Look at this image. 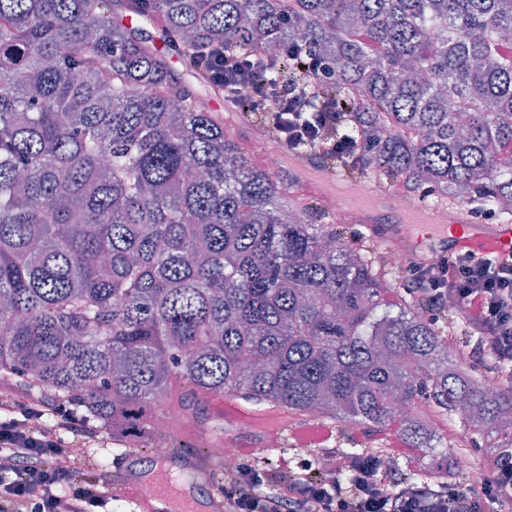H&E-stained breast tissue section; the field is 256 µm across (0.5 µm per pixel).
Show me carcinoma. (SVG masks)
<instances>
[{
    "instance_id": "1",
    "label": "carcinoma",
    "mask_w": 512,
    "mask_h": 512,
    "mask_svg": "<svg viewBox=\"0 0 512 512\" xmlns=\"http://www.w3.org/2000/svg\"><path fill=\"white\" fill-rule=\"evenodd\" d=\"M110 2L0 0V375L112 430L115 453L154 435L175 380L185 417L227 395L395 426L421 455L436 448L424 404L464 437L512 440V388L488 393L336 225L285 208L284 186ZM127 10L197 78L222 48L269 89L308 82L307 112L327 95L363 103L338 128L372 146L356 166L512 219V0ZM311 55L333 81H309Z\"/></svg>"
}]
</instances>
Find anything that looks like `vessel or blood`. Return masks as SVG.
<instances>
[{
    "mask_svg": "<svg viewBox=\"0 0 512 512\" xmlns=\"http://www.w3.org/2000/svg\"><path fill=\"white\" fill-rule=\"evenodd\" d=\"M316 160L309 155L295 156L290 167L292 180L305 196H325V184L312 179ZM396 194L375 181L355 182L351 193L344 197L338 220L361 225L373 238L391 244L407 239L413 241L420 258L438 253H452L462 248L493 246L512 250V223H476L467 206L451 208L447 220H440V208L414 205L392 210ZM181 462L194 478V483L180 489L181 506L178 512H224V495L213 488L216 476L222 472L220 462L206 454H187ZM151 494H144L138 480H130L124 487L125 498L133 504L134 512H171L169 491L152 480Z\"/></svg>",
    "mask_w": 512,
    "mask_h": 512,
    "instance_id": "1",
    "label": "vessel or blood"
}]
</instances>
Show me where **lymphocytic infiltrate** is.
Masks as SVG:
<instances>
[{
	"mask_svg": "<svg viewBox=\"0 0 512 512\" xmlns=\"http://www.w3.org/2000/svg\"><path fill=\"white\" fill-rule=\"evenodd\" d=\"M208 78L264 109L265 130L286 151L303 143L315 157L341 164L370 149L337 139L343 106L303 116L301 89L289 85L272 95L223 52H216ZM407 290L427 312L459 313L477 338V353L488 355V368L512 364V253L464 249L435 263L416 261ZM109 438L65 402L0 391V512H103L111 486L89 468L93 448ZM299 466L286 477L273 473L266 458L239 452L224 471L225 512H512L511 459L488 463L475 456L463 481L420 485L394 478L376 458L343 461L345 480L308 460Z\"/></svg>",
	"mask_w": 512,
	"mask_h": 512,
	"instance_id": "lymphocytic-infiltrate-1",
	"label": "lymphocytic infiltrate"
}]
</instances>
